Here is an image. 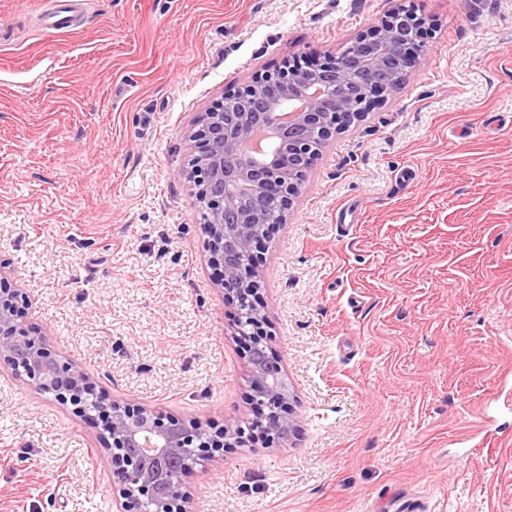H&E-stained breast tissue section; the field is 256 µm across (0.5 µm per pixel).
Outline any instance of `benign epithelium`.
Segmentation results:
<instances>
[{
    "label": "benign epithelium",
    "instance_id": "1",
    "mask_svg": "<svg viewBox=\"0 0 512 512\" xmlns=\"http://www.w3.org/2000/svg\"><path fill=\"white\" fill-rule=\"evenodd\" d=\"M420 24L413 12L395 8L378 27L355 38L358 55L340 52L308 68L286 66L257 78L225 95L192 133L197 155L190 179L209 215L202 225L208 263L224 298L236 306L252 398L264 406L256 430L270 447L288 441L298 419L256 303L261 288L256 260L275 225L285 220L320 148L362 120L380 94L399 90L392 65L415 55ZM376 72L391 77L377 83ZM7 267L0 258V368L93 430L118 512H183L182 476L193 465L182 470L174 465L241 447L245 431L113 398L27 323L30 295L9 281Z\"/></svg>",
    "mask_w": 512,
    "mask_h": 512
}]
</instances>
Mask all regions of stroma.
<instances>
[{
  "label": "stroma",
  "mask_w": 512,
  "mask_h": 512,
  "mask_svg": "<svg viewBox=\"0 0 512 512\" xmlns=\"http://www.w3.org/2000/svg\"><path fill=\"white\" fill-rule=\"evenodd\" d=\"M0 0V256L30 323L119 399L249 427L187 176L226 91L430 28L321 149L256 266L299 430L226 449L187 512H512V0ZM91 429L0 373V512H116ZM52 11L45 16L43 27L46 31H56L69 27L74 22L75 15L63 16L65 13H75L76 3L72 0H53ZM69 18L67 21L65 19Z\"/></svg>",
  "instance_id": "35a3bbf8"
}]
</instances>
